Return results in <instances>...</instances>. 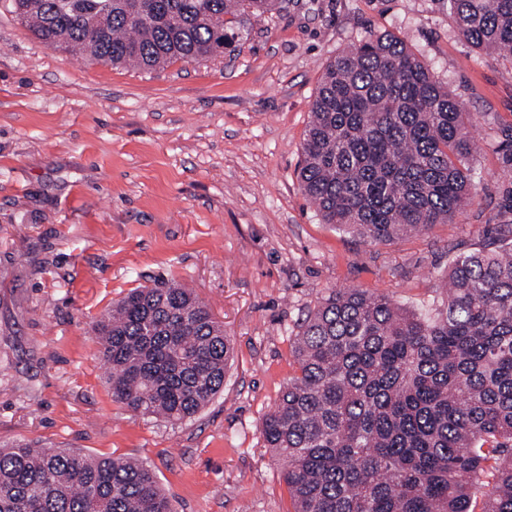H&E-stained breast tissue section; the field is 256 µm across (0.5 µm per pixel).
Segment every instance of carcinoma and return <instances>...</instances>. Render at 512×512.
Returning a JSON list of instances; mask_svg holds the SVG:
<instances>
[{"instance_id":"cac0c4a2","label":"carcinoma","mask_w":512,"mask_h":512,"mask_svg":"<svg viewBox=\"0 0 512 512\" xmlns=\"http://www.w3.org/2000/svg\"><path fill=\"white\" fill-rule=\"evenodd\" d=\"M459 32L512 53V0H449ZM277 0H11L44 44L144 69L198 62ZM232 19L227 21L225 16ZM102 18L105 26L91 27ZM465 112L392 34L326 66L298 178L323 223L369 243L445 224L469 199ZM418 314L334 290L299 325L298 366L262 420L295 512H512V251L460 253ZM112 399L182 422L224 387L230 339L192 289L136 288L94 328ZM0 512H174L144 464L17 443Z\"/></svg>"}]
</instances>
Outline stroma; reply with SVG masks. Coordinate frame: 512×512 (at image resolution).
<instances>
[{
  "instance_id": "1",
  "label": "stroma",
  "mask_w": 512,
  "mask_h": 512,
  "mask_svg": "<svg viewBox=\"0 0 512 512\" xmlns=\"http://www.w3.org/2000/svg\"><path fill=\"white\" fill-rule=\"evenodd\" d=\"M386 32L463 105L477 177L453 222L368 244L322 223L297 173L325 66ZM505 224L512 53L467 41L448 0H282L223 59L153 70L46 46L0 0V446L137 458L175 512H294L259 427L306 313L340 288L427 308L450 255L512 246ZM170 281L232 344L223 390L177 424L113 401L94 332Z\"/></svg>"
}]
</instances>
